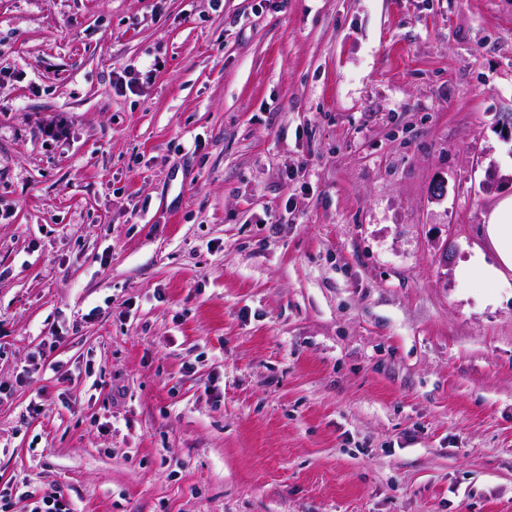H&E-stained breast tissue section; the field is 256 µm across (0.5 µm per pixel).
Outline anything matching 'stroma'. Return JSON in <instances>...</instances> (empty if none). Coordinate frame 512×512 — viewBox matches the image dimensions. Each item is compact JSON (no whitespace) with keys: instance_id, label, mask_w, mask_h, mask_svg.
I'll return each mask as SVG.
<instances>
[{"instance_id":"35a3bbf8","label":"stroma","mask_w":512,"mask_h":512,"mask_svg":"<svg viewBox=\"0 0 512 512\" xmlns=\"http://www.w3.org/2000/svg\"><path fill=\"white\" fill-rule=\"evenodd\" d=\"M505 193L512 0H0V489L512 512ZM481 234L493 259L487 261L482 249L473 252L467 269L476 272L486 288H494L512 276V194H505L483 216Z\"/></svg>"}]
</instances>
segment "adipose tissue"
<instances>
[{
  "label": "adipose tissue",
  "mask_w": 512,
  "mask_h": 512,
  "mask_svg": "<svg viewBox=\"0 0 512 512\" xmlns=\"http://www.w3.org/2000/svg\"><path fill=\"white\" fill-rule=\"evenodd\" d=\"M481 234L486 247L474 251L467 268L492 288L512 276V194L503 195L484 214Z\"/></svg>",
  "instance_id": "ef3b65f1"
}]
</instances>
